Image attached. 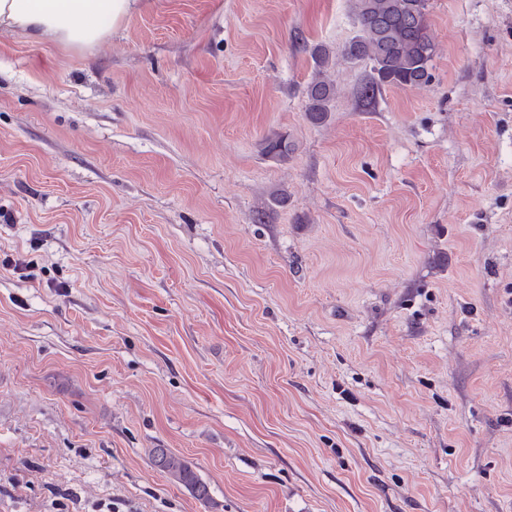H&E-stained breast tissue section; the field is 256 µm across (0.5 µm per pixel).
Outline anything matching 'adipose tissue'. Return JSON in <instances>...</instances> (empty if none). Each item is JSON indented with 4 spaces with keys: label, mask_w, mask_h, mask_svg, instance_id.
Listing matches in <instances>:
<instances>
[{
    "label": "adipose tissue",
    "mask_w": 512,
    "mask_h": 512,
    "mask_svg": "<svg viewBox=\"0 0 512 512\" xmlns=\"http://www.w3.org/2000/svg\"><path fill=\"white\" fill-rule=\"evenodd\" d=\"M141 7L142 0H0V30L85 51Z\"/></svg>",
    "instance_id": "1"
}]
</instances>
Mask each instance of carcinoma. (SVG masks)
Masks as SVG:
<instances>
[{
    "label": "carcinoma",
    "instance_id": "1",
    "mask_svg": "<svg viewBox=\"0 0 512 512\" xmlns=\"http://www.w3.org/2000/svg\"><path fill=\"white\" fill-rule=\"evenodd\" d=\"M429 0H356V36L345 46L344 55L352 60L369 59L372 76L360 90L361 98L371 102L384 86L421 87L430 82L436 46L428 23ZM317 72L306 88L307 115L313 122L328 117V104L336 95V85L325 70L329 51L318 47L313 52ZM292 145L288 136L266 141L267 155L285 160ZM154 463L172 479L189 488L196 498H209L207 485L191 465L167 448L151 451Z\"/></svg>",
    "mask_w": 512,
    "mask_h": 512
}]
</instances>
